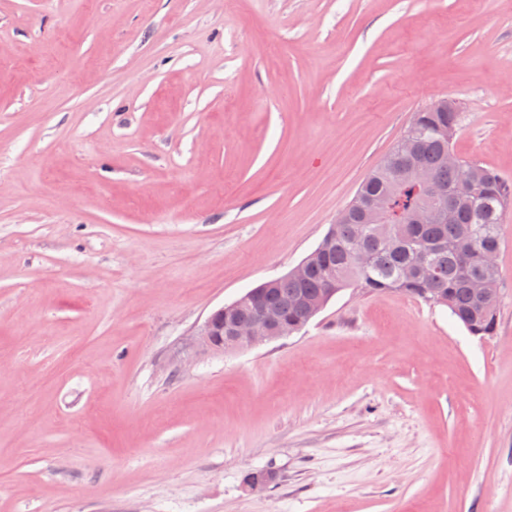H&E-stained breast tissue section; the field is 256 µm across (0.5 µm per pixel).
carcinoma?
I'll list each match as a JSON object with an SVG mask.
<instances>
[{"label": "carcinoma", "mask_w": 512, "mask_h": 512, "mask_svg": "<svg viewBox=\"0 0 512 512\" xmlns=\"http://www.w3.org/2000/svg\"><path fill=\"white\" fill-rule=\"evenodd\" d=\"M460 113L425 109L414 113L404 135L413 137L410 151L392 150L360 185L343 208L346 218L335 221L336 240L308 257L305 279H281L258 285V297L284 306L285 335L299 332L309 321L303 308L292 304L296 294L311 302L326 298L328 289L348 288L372 294L401 293L425 303L442 305L474 336H492L498 326L500 283L488 285L487 307L479 309L469 280L481 270L474 254L456 246L472 232L478 244L496 251L512 207V186L491 168L472 161L448 165V150L459 127ZM424 169L431 186L414 172ZM433 207L448 210V222L410 224L407 216ZM436 277H417L422 259Z\"/></svg>", "instance_id": "carcinoma-1"}]
</instances>
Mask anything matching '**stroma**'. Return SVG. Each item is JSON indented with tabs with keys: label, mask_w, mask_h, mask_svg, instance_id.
Masks as SVG:
<instances>
[{
	"label": "stroma",
	"mask_w": 512,
	"mask_h": 512,
	"mask_svg": "<svg viewBox=\"0 0 512 512\" xmlns=\"http://www.w3.org/2000/svg\"><path fill=\"white\" fill-rule=\"evenodd\" d=\"M443 96L512 184V0H0V512H512V216L495 335L194 336Z\"/></svg>",
	"instance_id": "stroma-1"
}]
</instances>
